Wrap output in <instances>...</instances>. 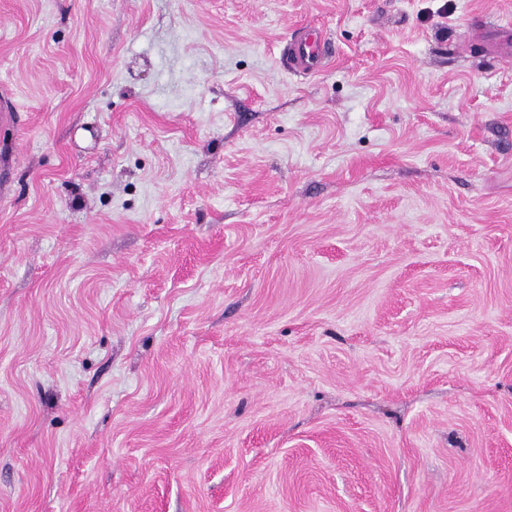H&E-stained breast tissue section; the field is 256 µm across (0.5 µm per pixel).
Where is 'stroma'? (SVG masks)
Returning <instances> with one entry per match:
<instances>
[{"mask_svg": "<svg viewBox=\"0 0 512 512\" xmlns=\"http://www.w3.org/2000/svg\"><path fill=\"white\" fill-rule=\"evenodd\" d=\"M509 24L0 0V512H512ZM325 53L326 44L322 48L315 49L310 41L296 43L291 47V56L295 65L305 71L317 69Z\"/></svg>", "mask_w": 512, "mask_h": 512, "instance_id": "1", "label": "stroma"}]
</instances>
